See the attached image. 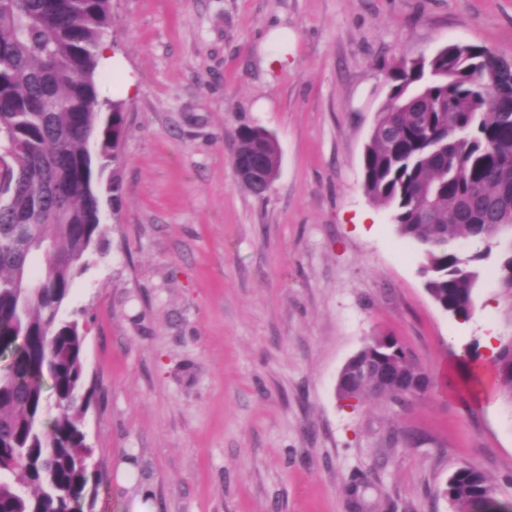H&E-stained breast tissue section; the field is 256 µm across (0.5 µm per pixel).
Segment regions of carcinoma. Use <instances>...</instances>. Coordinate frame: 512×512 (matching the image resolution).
<instances>
[{"label":"carcinoma","instance_id":"carcinoma-1","mask_svg":"<svg viewBox=\"0 0 512 512\" xmlns=\"http://www.w3.org/2000/svg\"><path fill=\"white\" fill-rule=\"evenodd\" d=\"M110 29V0L0 3V176L12 193L0 206V512H79L89 482L87 331L64 306L106 233L89 145H98L103 168L122 158L124 113L98 91L97 52ZM387 82L363 155L364 192L391 209L398 234L422 247L435 303L466 322L479 263L495 260L512 299V59L451 43L402 62ZM236 146L269 171L280 168L265 129L241 126ZM461 240L476 251H460ZM387 340L398 382L369 379L340 399L415 397L419 367ZM494 363L499 395L512 403V337ZM440 493L453 512H485L496 485L466 466Z\"/></svg>","mask_w":512,"mask_h":512}]
</instances>
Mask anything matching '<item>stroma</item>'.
I'll return each mask as SVG.
<instances>
[{"instance_id": "35a3bbf8", "label": "stroma", "mask_w": 512, "mask_h": 512, "mask_svg": "<svg viewBox=\"0 0 512 512\" xmlns=\"http://www.w3.org/2000/svg\"><path fill=\"white\" fill-rule=\"evenodd\" d=\"M137 80L102 183L107 233L74 279L85 320L83 512H452L463 466L512 506V405L468 394L340 400L344 364L396 337L431 375L512 336L482 263L472 318L428 295L418 245L362 187L395 62L449 43L512 58V0H111ZM290 63L269 69L275 45ZM245 124L281 155L258 197L233 163ZM415 442L405 446L403 435Z\"/></svg>"}]
</instances>
